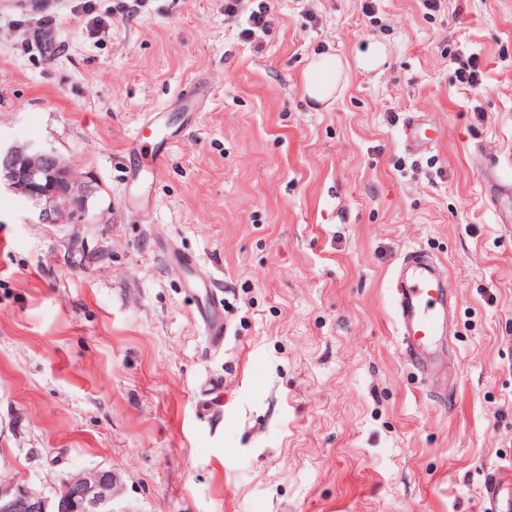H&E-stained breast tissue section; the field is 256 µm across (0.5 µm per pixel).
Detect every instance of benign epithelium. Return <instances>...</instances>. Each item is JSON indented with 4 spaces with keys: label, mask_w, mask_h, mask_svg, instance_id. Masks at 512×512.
Masks as SVG:
<instances>
[{
    "label": "benign epithelium",
    "mask_w": 512,
    "mask_h": 512,
    "mask_svg": "<svg viewBox=\"0 0 512 512\" xmlns=\"http://www.w3.org/2000/svg\"><path fill=\"white\" fill-rule=\"evenodd\" d=\"M0 174L41 206L39 218L49 224H68L84 213L88 188L53 154L13 147L0 157ZM115 486V475L107 469L70 475L51 495L0 481V512H112Z\"/></svg>",
    "instance_id": "obj_1"
}]
</instances>
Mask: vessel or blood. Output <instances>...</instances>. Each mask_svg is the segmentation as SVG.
I'll use <instances>...</instances> for the list:
<instances>
[{
	"label": "vessel or blood",
	"mask_w": 512,
	"mask_h": 512,
	"mask_svg": "<svg viewBox=\"0 0 512 512\" xmlns=\"http://www.w3.org/2000/svg\"><path fill=\"white\" fill-rule=\"evenodd\" d=\"M421 121L409 119L402 133L407 146L414 151L432 147L435 137L421 136ZM167 138L148 135L134 136L126 144L129 155L146 154L145 167L134 168V179H141L143 172L159 173L168 160ZM392 307L398 332L404 344L407 363L421 376L437 372L442 361L433 350L438 338L445 332L448 320V284L442 276L440 265L429 255L411 250L406 252L398 267L396 287L392 293ZM196 317L212 347L224 344V304L217 290L206 287L205 299L196 307ZM484 512H512V481L492 480L483 492Z\"/></svg>",
	"instance_id": "obj_1"
}]
</instances>
